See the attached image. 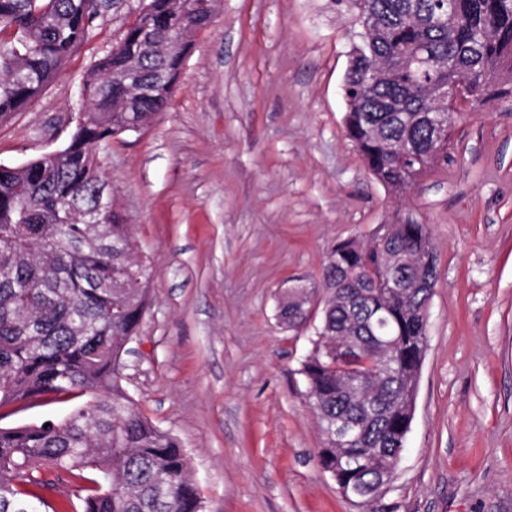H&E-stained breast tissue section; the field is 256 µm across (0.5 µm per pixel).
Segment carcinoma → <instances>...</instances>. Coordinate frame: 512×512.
I'll use <instances>...</instances> for the list:
<instances>
[{
	"label": "carcinoma",
	"mask_w": 512,
	"mask_h": 512,
	"mask_svg": "<svg viewBox=\"0 0 512 512\" xmlns=\"http://www.w3.org/2000/svg\"><path fill=\"white\" fill-rule=\"evenodd\" d=\"M100 0H0V122L30 106L70 55L100 26ZM355 42L343 80L345 134L371 175L399 200L448 159L458 110L443 132L437 90L465 83L472 101L512 102L496 73L512 72V0H343ZM213 19L203 0H146V13L87 71L82 112L67 145L0 166V410L39 397L69 402L58 421L0 427V512H42L43 493L68 475L81 512H202L180 440L137 409L123 385L125 346L151 305L150 267L108 181L99 152L153 125L176 89L194 43L166 56L142 48V31L168 41ZM136 58L149 83L137 96L122 81ZM102 208L105 224L89 223ZM402 288L389 287L391 259ZM437 281L429 226L394 212L372 241L332 247L320 287L290 288L280 325L295 331L319 293L320 323L302 363L321 433L322 468L341 493L368 502L392 479L404 449L427 343ZM359 420L365 435L336 442V423Z\"/></svg>",
	"instance_id": "carcinoma-1"
}]
</instances>
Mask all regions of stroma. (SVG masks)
<instances>
[{"instance_id":"1","label":"stroma","mask_w":512,"mask_h":512,"mask_svg":"<svg viewBox=\"0 0 512 512\" xmlns=\"http://www.w3.org/2000/svg\"><path fill=\"white\" fill-rule=\"evenodd\" d=\"M139 5L116 0L0 123L1 165L66 145L84 75ZM352 37L338 0H218L170 107L102 153L153 294L123 384L187 450L203 512H512V108L467 103L447 162L398 203L344 134ZM400 208L429 225L438 277L405 450L362 502L320 465L300 373L315 328L282 329L276 307Z\"/></svg>"}]
</instances>
